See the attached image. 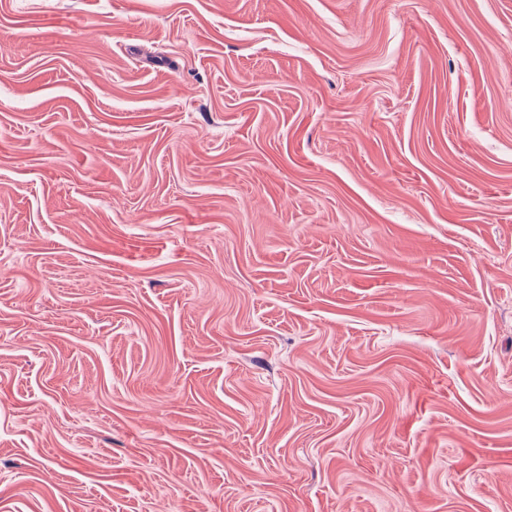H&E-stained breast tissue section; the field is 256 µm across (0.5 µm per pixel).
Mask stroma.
I'll use <instances>...</instances> for the list:
<instances>
[{"mask_svg": "<svg viewBox=\"0 0 512 512\" xmlns=\"http://www.w3.org/2000/svg\"><path fill=\"white\" fill-rule=\"evenodd\" d=\"M0 512H512V0H0Z\"/></svg>", "mask_w": 512, "mask_h": 512, "instance_id": "obj_1", "label": "stroma"}]
</instances>
